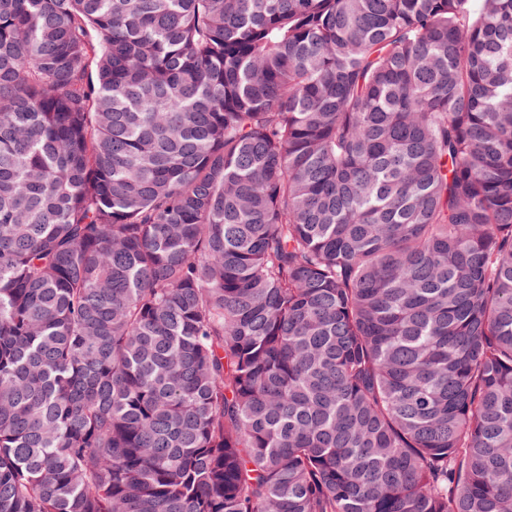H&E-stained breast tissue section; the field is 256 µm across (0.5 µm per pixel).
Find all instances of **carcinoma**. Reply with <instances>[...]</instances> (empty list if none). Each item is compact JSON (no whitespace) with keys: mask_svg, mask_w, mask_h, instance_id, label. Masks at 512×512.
Returning a JSON list of instances; mask_svg holds the SVG:
<instances>
[{"mask_svg":"<svg viewBox=\"0 0 512 512\" xmlns=\"http://www.w3.org/2000/svg\"><path fill=\"white\" fill-rule=\"evenodd\" d=\"M0 512H512V0H0Z\"/></svg>","mask_w":512,"mask_h":512,"instance_id":"carcinoma-1","label":"carcinoma"}]
</instances>
